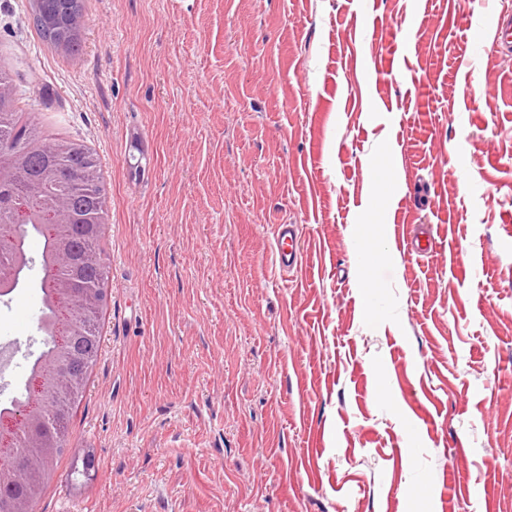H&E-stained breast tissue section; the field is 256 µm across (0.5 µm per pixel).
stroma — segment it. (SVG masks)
<instances>
[{
	"label": "stroma",
	"instance_id": "1",
	"mask_svg": "<svg viewBox=\"0 0 512 512\" xmlns=\"http://www.w3.org/2000/svg\"><path fill=\"white\" fill-rule=\"evenodd\" d=\"M83 6L69 54L0 0L18 111L107 193L98 357L35 512H512V0ZM41 278L0 302L4 402ZM275 240L278 268L280 270L297 269L302 259L297 226L294 224L278 225Z\"/></svg>",
	"mask_w": 512,
	"mask_h": 512
}]
</instances>
